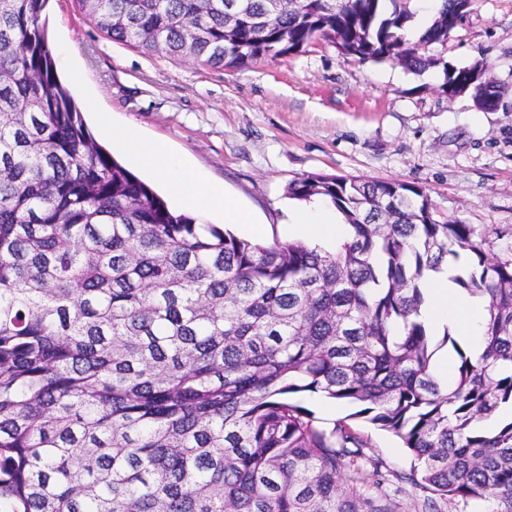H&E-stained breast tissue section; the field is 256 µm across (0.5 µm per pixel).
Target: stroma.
<instances>
[{
  "label": "stroma",
  "instance_id": "stroma-1",
  "mask_svg": "<svg viewBox=\"0 0 512 512\" xmlns=\"http://www.w3.org/2000/svg\"><path fill=\"white\" fill-rule=\"evenodd\" d=\"M56 71L93 136L129 170L132 158L103 130L131 126L161 140L247 212L234 235L286 241L304 208L288 186L313 173L399 179L421 187L439 219L485 234L488 255H512V0H476L448 38L455 66L485 59L506 88L497 111L436 91L438 72L344 58L329 42L228 71L189 58L148 57L101 34L73 0H49ZM366 453L358 486L391 512H485L481 501L440 499L407 482L411 459L396 437L359 423Z\"/></svg>",
  "mask_w": 512,
  "mask_h": 512
}]
</instances>
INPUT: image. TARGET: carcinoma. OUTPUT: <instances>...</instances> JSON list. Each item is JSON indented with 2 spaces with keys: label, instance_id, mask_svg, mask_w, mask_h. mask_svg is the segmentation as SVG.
I'll return each instance as SVG.
<instances>
[{
  "label": "carcinoma",
  "instance_id": "cac0c4a2",
  "mask_svg": "<svg viewBox=\"0 0 512 512\" xmlns=\"http://www.w3.org/2000/svg\"><path fill=\"white\" fill-rule=\"evenodd\" d=\"M390 2L392 9L385 8ZM49 0H0V502L12 512H388L346 485L368 441L290 402L361 406L398 437L411 480L512 512V259L469 224L440 221L402 180L311 174L350 228L335 251L260 244L179 213L84 124L49 46ZM147 56L220 69L328 41L359 62L442 73L474 0H443L414 42L405 0H74ZM486 112L502 92L468 90ZM486 301L474 359L419 320L424 280ZM455 354L453 382L431 372Z\"/></svg>",
  "mask_w": 512,
  "mask_h": 512
}]
</instances>
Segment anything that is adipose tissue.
Instances as JSON below:
<instances>
[{"label": "adipose tissue", "instance_id": "ef3b65f1", "mask_svg": "<svg viewBox=\"0 0 512 512\" xmlns=\"http://www.w3.org/2000/svg\"><path fill=\"white\" fill-rule=\"evenodd\" d=\"M111 135L143 168L163 181L184 207L202 216L223 213L225 222L231 224L249 223L248 214L225 194L221 185L199 177L165 142L144 139L131 127L112 129ZM286 233L288 237L320 246L343 241L349 235V228L337 222L327 203L322 201L297 213ZM457 274L456 266L451 264L426 278L427 302L420 310V319L436 332L450 328L461 345L476 356L481 352L485 303L457 288L453 281Z\"/></svg>", "mask_w": 512, "mask_h": 512}]
</instances>
